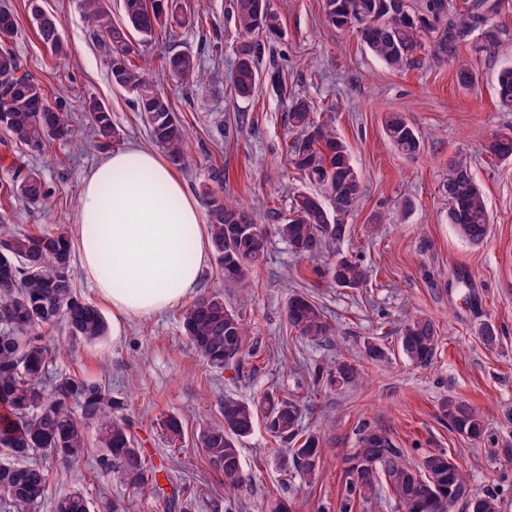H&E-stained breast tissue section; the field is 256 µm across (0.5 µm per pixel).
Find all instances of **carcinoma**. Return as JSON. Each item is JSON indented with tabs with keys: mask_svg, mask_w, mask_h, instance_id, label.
Returning <instances> with one entry per match:
<instances>
[{
	"mask_svg": "<svg viewBox=\"0 0 512 512\" xmlns=\"http://www.w3.org/2000/svg\"><path fill=\"white\" fill-rule=\"evenodd\" d=\"M90 35L104 49L112 84L135 95L152 144L177 170L189 166L184 124L163 89L147 79V58L142 47L156 43L159 35L190 24L180 0H122V17H112L111 0H83ZM323 0L329 25L355 30L368 50L392 69H399L429 39L435 51L455 57L460 46L476 52L498 47L496 26L502 0H467L462 11L450 9L448 0ZM40 40L54 55L65 60L71 52L60 34L55 14L32 9ZM239 42L231 75V88L241 99L265 90L286 102L291 143L286 156L298 174L318 186L325 198L298 192L290 200L288 216L275 225L276 235L297 255L316 259L327 245L341 240L345 219L361 194V175L346 143L328 123L315 120V103L288 92V81L263 60L281 38L279 16L271 6L258 8V0H232ZM17 34L13 14L0 7V131L26 153L41 152L53 141L73 140L67 113L51 105L39 83L27 71L22 58L8 47ZM171 80L187 90L200 78L201 63L190 52L165 58ZM501 105L512 108V66L497 76ZM89 114L94 147L113 148L124 131L112 122V112L98 100L83 103ZM387 140L399 152L413 156L421 149L420 137L401 114L384 119ZM494 159L512 161V133L492 138L485 146ZM448 195V221L469 243H483L489 235L490 217L470 163L460 156L448 168L443 182ZM12 193L26 206L42 208L50 195L41 173L19 169ZM208 205L211 257L228 287H243L267 248V229L251 207L224 202L211 186L203 188ZM329 204H324V201ZM73 257L71 236L54 231H23L0 218V481L4 496L0 512H39L48 490V466L74 465L89 454L86 429L97 430L95 464L107 475H116L142 498L157 495L156 472L148 466L131 426L118 416L122 402L99 383L72 376H52V351L46 332L62 328L74 339L94 342L106 335L102 313L82 300L70 276ZM319 274L338 288L357 289L369 278L359 260L339 256L318 268ZM247 304L224 301V294L199 295L182 318L183 335L206 365L217 372L231 370L233 378L250 375L257 341L244 315ZM286 315L291 329L311 342H320L332 328L323 309L312 299L295 294L288 299ZM439 342L435 324L426 317L411 320L401 329L403 354L415 365H426ZM359 368L338 361L316 382L331 389L359 381ZM441 413L454 430L479 442L486 436V422L469 403L448 397ZM222 421L207 427L199 444L222 472L224 492L230 495L244 482L241 439L252 434L257 421L272 437L291 444L296 469L315 477L324 451L319 434L302 428L297 401L267 390L257 401L224 398ZM387 490L399 512H442L439 502L456 491L469 512H499L496 495L472 494L462 469L445 453H432L415 464L392 448L377 431L364 434L359 448L348 458L340 512H367L380 490ZM54 512H90L84 492L76 489L53 503Z\"/></svg>",
	"mask_w": 512,
	"mask_h": 512,
	"instance_id": "cac0c4a2",
	"label": "carcinoma"
}]
</instances>
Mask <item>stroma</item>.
Masks as SVG:
<instances>
[{
  "mask_svg": "<svg viewBox=\"0 0 512 512\" xmlns=\"http://www.w3.org/2000/svg\"><path fill=\"white\" fill-rule=\"evenodd\" d=\"M6 3L18 26L14 51L48 97L60 100L73 127L88 134L81 103L94 98L122 128L123 147L149 146L133 94L113 86L104 53L89 36L81 0H39L62 21L61 34L72 49L66 61L38 39L30 0ZM229 3L181 0L196 25L163 35L145 55L149 79L168 90L186 128L190 166L178 177L187 192L206 206L201 188L214 170H223L225 198L258 208L271 231L248 288L225 287L210 262L195 288L199 294L223 293L231 302L248 297L258 342L256 370L239 382L210 370L182 333L184 306L146 320L115 319L80 258H73L78 294L100 310L113 332L91 343L63 332L50 336L56 350L51 371L111 388L124 404L123 414L161 492L140 499L87 457L74 467L53 468L41 512H53L54 499L75 488L83 490L94 512L112 502L126 512H174L178 506L187 512H274L282 503L293 512H338L344 460L366 430L384 433L413 462L447 453L474 493H494L501 512H512V163L493 160L484 150L494 135L512 132V110L500 106L495 92L499 70L512 63V0H503L495 18L500 30L495 52L464 46L449 61L428 46L400 70L372 55L355 31L330 26L322 0H271L284 32L274 45L276 63L289 88L317 104L316 119L335 126L361 174L362 193L347 234L329 248L330 255L345 254L369 268L368 281L354 290L328 286L314 274L313 260L297 257L272 232L293 194L310 185L285 155L286 104L264 92L246 100L230 92L238 34ZM178 51L198 55L204 74L185 92L173 88L163 70V53ZM460 64L476 70L474 88L458 84ZM392 111L403 113L417 129L418 155H403L386 140L383 120ZM461 155L471 164L491 218L490 235L480 245L465 241L448 222L442 183L449 163ZM104 157L61 141L24 157L0 132V215L21 230L75 231L83 180ZM20 162L40 171L51 193L48 210L25 207L9 196ZM408 199L413 207L407 211ZM296 293L318 303L332 336L312 343L290 330L286 305ZM419 315L431 319L440 336L433 360L424 366L409 362L399 346L401 325ZM485 322L499 331L496 346L481 339ZM371 340L385 349L386 361L366 356L364 344ZM344 359L362 371L361 383L336 390L315 383V367ZM272 386L300 402L304 429L321 432L326 452L319 472L312 481L297 472L284 443L259 426L240 442L244 482L225 496L222 474L204 454L198 435L220 421L225 396L252 400ZM448 396L484 413L483 441L451 428L439 411ZM171 415L181 419L184 430L175 444L161 427Z\"/></svg>",
  "mask_w": 512,
  "mask_h": 512,
  "instance_id": "obj_1",
  "label": "stroma"
}]
</instances>
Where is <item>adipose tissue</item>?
Returning <instances> with one entry per match:
<instances>
[{"mask_svg":"<svg viewBox=\"0 0 512 512\" xmlns=\"http://www.w3.org/2000/svg\"><path fill=\"white\" fill-rule=\"evenodd\" d=\"M76 238L99 294L124 319L185 302L210 242L196 201L154 150H116L83 181Z\"/></svg>","mask_w":512,"mask_h":512,"instance_id":"obj_1","label":"adipose tissue"}]
</instances>
